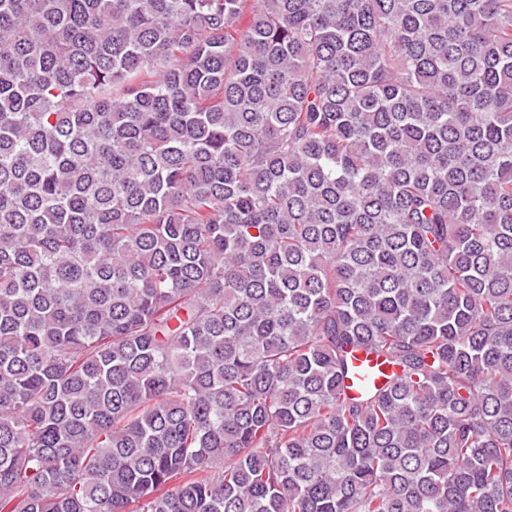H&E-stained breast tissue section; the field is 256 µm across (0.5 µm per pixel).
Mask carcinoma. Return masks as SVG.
I'll use <instances>...</instances> for the list:
<instances>
[{
    "label": "carcinoma",
    "mask_w": 512,
    "mask_h": 512,
    "mask_svg": "<svg viewBox=\"0 0 512 512\" xmlns=\"http://www.w3.org/2000/svg\"><path fill=\"white\" fill-rule=\"evenodd\" d=\"M0 512H512V0H0Z\"/></svg>",
    "instance_id": "carcinoma-1"
}]
</instances>
